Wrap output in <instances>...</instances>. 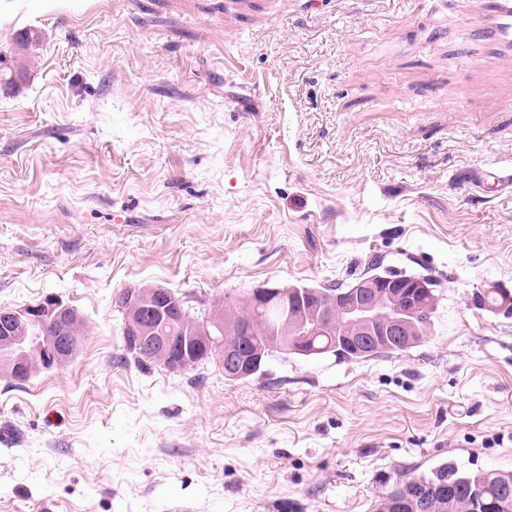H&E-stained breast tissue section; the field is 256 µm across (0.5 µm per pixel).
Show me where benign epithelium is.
<instances>
[{"instance_id":"1","label":"benign epithelium","mask_w":512,"mask_h":512,"mask_svg":"<svg viewBox=\"0 0 512 512\" xmlns=\"http://www.w3.org/2000/svg\"><path fill=\"white\" fill-rule=\"evenodd\" d=\"M392 299L394 305L385 319H378L376 289ZM426 297L424 306L433 307L436 297L424 279L417 277L386 278L372 276L351 289L334 296L306 286L264 287L256 294V305L264 306L270 298L292 300L301 308L296 335L288 337V348L306 353L314 347L316 337L331 329L332 315L341 311L347 317V332L339 337L356 355H370L395 345L406 350L421 342L419 297ZM124 312L123 339L127 351L149 355L171 371H184L197 364L201 353H214L224 375L239 380L251 376L259 365L263 349L256 344L231 343L210 336V328L220 326L223 317L211 314L194 323L190 335L173 343L157 335L156 324L184 313V299L162 286L130 289L117 300ZM81 322L71 306L49 298L21 309L0 308V348L12 349L22 341V331L32 325L49 330L34 345L22 347L19 358L3 374L15 380H26L44 368L64 365L79 353L81 346L72 330Z\"/></svg>"}]
</instances>
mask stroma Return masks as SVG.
<instances>
[{
    "mask_svg": "<svg viewBox=\"0 0 512 512\" xmlns=\"http://www.w3.org/2000/svg\"><path fill=\"white\" fill-rule=\"evenodd\" d=\"M479 0H0V307L57 298L70 363L0 375V512H375L512 471V57ZM435 283L429 335L230 380L138 362L117 298ZM484 475V480L476 482L475 477ZM511 484L508 492L504 491ZM455 490L454 494L448 491ZM433 498L442 505L448 497L455 500L452 512L481 511V503L491 508L490 512H512V471L478 470L460 472L452 464H442L430 474L396 481L393 488L381 496L377 503V512H421L423 500Z\"/></svg>",
    "mask_w": 512,
    "mask_h": 512,
    "instance_id": "obj_1",
    "label": "stroma"
}]
</instances>
